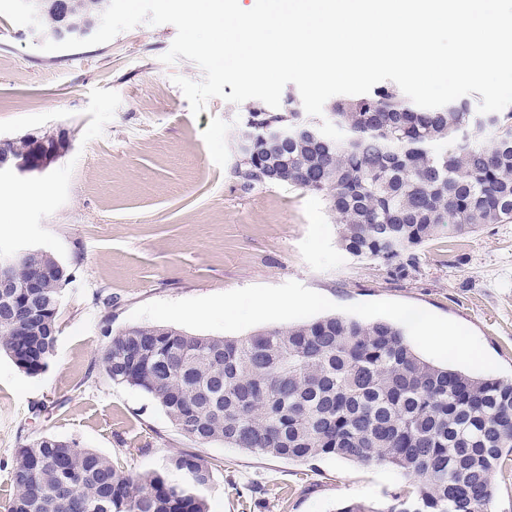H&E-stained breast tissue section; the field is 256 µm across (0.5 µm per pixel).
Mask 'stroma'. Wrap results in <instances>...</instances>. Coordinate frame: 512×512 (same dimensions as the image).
<instances>
[{"label":"stroma","mask_w":512,"mask_h":512,"mask_svg":"<svg viewBox=\"0 0 512 512\" xmlns=\"http://www.w3.org/2000/svg\"><path fill=\"white\" fill-rule=\"evenodd\" d=\"M175 36L173 25L144 23L105 44L43 52L20 0H0V138L69 136L43 173L0 175V197L33 193L0 211V251L38 247L69 274L46 370L26 375L0 353V510L11 493L5 460L42 436L77 441L131 472L198 453L214 469L210 512L383 506L409 486L385 462L297 464L191 442L149 394L106 377V334L132 326L148 302L296 281L341 306L401 301L459 322L510 378L512 223L440 236L403 279L350 255L325 195L240 187L231 173L239 107L213 98L192 114L174 79L203 73L185 59L162 63Z\"/></svg>","instance_id":"1"}]
</instances>
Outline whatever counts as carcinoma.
Returning a JSON list of instances; mask_svg holds the SVG:
<instances>
[{
	"instance_id": "carcinoma-1",
	"label": "carcinoma",
	"mask_w": 512,
	"mask_h": 512,
	"mask_svg": "<svg viewBox=\"0 0 512 512\" xmlns=\"http://www.w3.org/2000/svg\"><path fill=\"white\" fill-rule=\"evenodd\" d=\"M23 2L53 37L60 16L50 0ZM108 4L73 0L74 30L99 24ZM269 131L286 139L272 142ZM232 173L245 189L285 183L326 195L342 249L404 278L443 229L512 223V108L481 113L456 99L427 109L392 85L340 97L321 118L292 95L276 109L252 103L240 112ZM38 258L17 260L18 284ZM68 277L62 268L40 290L37 323L26 321L23 289L0 294V351L29 376L55 354ZM107 338L101 363L112 383L149 394L199 445L298 464L382 461L411 481L381 509L353 502L340 512H493V475L512 456V379L434 364L389 322L326 316L238 337L135 325ZM9 475L6 512H210L212 467L193 452L134 474L46 436L18 444Z\"/></svg>"
}]
</instances>
